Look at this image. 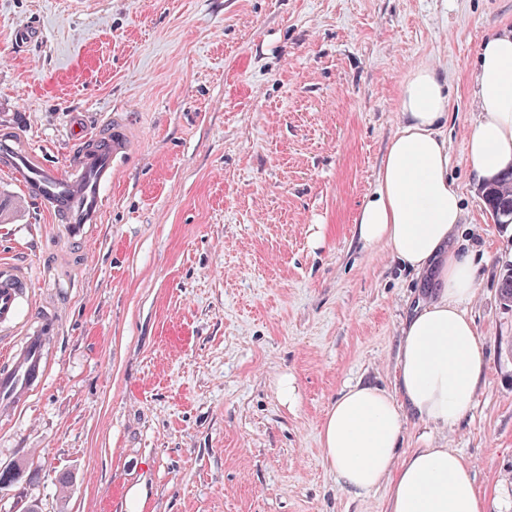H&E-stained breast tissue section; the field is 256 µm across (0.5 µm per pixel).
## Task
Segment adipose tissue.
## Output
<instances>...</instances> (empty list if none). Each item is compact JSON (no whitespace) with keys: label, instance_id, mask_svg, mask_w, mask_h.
<instances>
[{"label":"adipose tissue","instance_id":"1","mask_svg":"<svg viewBox=\"0 0 512 512\" xmlns=\"http://www.w3.org/2000/svg\"><path fill=\"white\" fill-rule=\"evenodd\" d=\"M475 85L479 117L466 151L482 178L512 165V32L482 43ZM448 108L436 66L413 68L399 89V128L354 218L364 248L385 246L406 270L432 277L435 297L402 324L394 391L348 386L329 405L320 432L323 462L338 485L356 495L386 486L389 512H485L472 467L456 451H400L407 418L454 428L487 371L485 346L466 310L476 259L456 243L463 210L448 174Z\"/></svg>","mask_w":512,"mask_h":512}]
</instances>
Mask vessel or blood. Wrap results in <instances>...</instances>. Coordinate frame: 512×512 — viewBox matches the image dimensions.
Listing matches in <instances>:
<instances>
[{"mask_svg": "<svg viewBox=\"0 0 512 512\" xmlns=\"http://www.w3.org/2000/svg\"><path fill=\"white\" fill-rule=\"evenodd\" d=\"M73 136L81 147L75 170L65 172L49 164L16 133L0 139V169L22 180L28 195L46 207L65 238L81 243L101 219L104 190L112 183L118 159L129 154L131 142L125 123L118 119L103 122L92 137L74 127ZM30 286L27 268L0 263V332L22 335L0 365V417L16 415L45 384L46 349L60 332L55 314L23 319Z\"/></svg>", "mask_w": 512, "mask_h": 512, "instance_id": "b4317fda", "label": "vessel or blood"}]
</instances>
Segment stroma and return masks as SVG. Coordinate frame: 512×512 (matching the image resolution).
Returning <instances> with one entry per match:
<instances>
[{"instance_id":"1","label":"stroma","mask_w":512,"mask_h":512,"mask_svg":"<svg viewBox=\"0 0 512 512\" xmlns=\"http://www.w3.org/2000/svg\"><path fill=\"white\" fill-rule=\"evenodd\" d=\"M29 22L44 41L18 47ZM505 29L512 0H0V133L64 171L74 121L121 112L133 142L80 247L0 173V258L61 319L44 388L0 419V512H388L385 489L339 487L320 430L346 386L394 390L402 323L432 299L354 234L423 62L448 82L488 375L460 424L408 419L403 448L459 452L487 512H512V224L465 149L481 43Z\"/></svg>"}]
</instances>
